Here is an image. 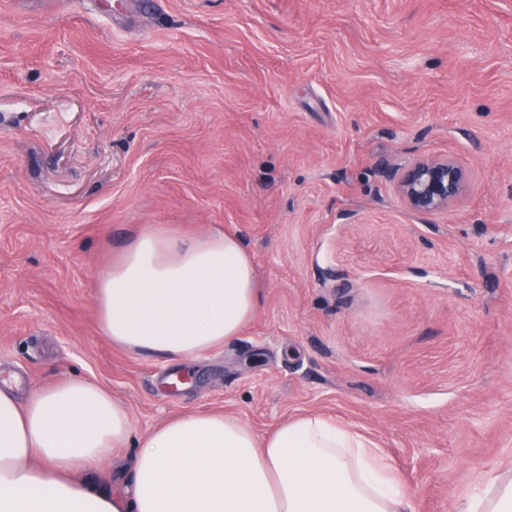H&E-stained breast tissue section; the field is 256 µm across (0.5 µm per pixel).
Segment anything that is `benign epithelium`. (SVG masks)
<instances>
[{"label":"benign epithelium","mask_w":512,"mask_h":512,"mask_svg":"<svg viewBox=\"0 0 512 512\" xmlns=\"http://www.w3.org/2000/svg\"><path fill=\"white\" fill-rule=\"evenodd\" d=\"M396 190L405 205L421 214L445 210L469 192L466 169L450 156H422L401 173L393 174Z\"/></svg>","instance_id":"7a95c632"}]
</instances>
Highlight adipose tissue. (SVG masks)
Wrapping results in <instances>:
<instances>
[{
  "label": "adipose tissue",
  "mask_w": 512,
  "mask_h": 512,
  "mask_svg": "<svg viewBox=\"0 0 512 512\" xmlns=\"http://www.w3.org/2000/svg\"><path fill=\"white\" fill-rule=\"evenodd\" d=\"M100 328L130 352L188 361L240 336L260 304L237 236L145 227L96 288ZM134 444L123 494L85 471ZM0 512H414L374 442L308 413L261 436L235 416L184 413L133 437L127 410L69 378L19 399L0 387ZM459 512H512V475Z\"/></svg>",
  "instance_id": "ef3b65f1"
}]
</instances>
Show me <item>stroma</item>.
<instances>
[{
    "instance_id": "1",
    "label": "stroma",
    "mask_w": 512,
    "mask_h": 512,
    "mask_svg": "<svg viewBox=\"0 0 512 512\" xmlns=\"http://www.w3.org/2000/svg\"><path fill=\"white\" fill-rule=\"evenodd\" d=\"M426 154L470 176L434 214L389 177ZM148 224L239 236L237 341L185 365L102 333ZM69 377L138 435L335 417L415 512L512 468V0H0V380Z\"/></svg>"
}]
</instances>
